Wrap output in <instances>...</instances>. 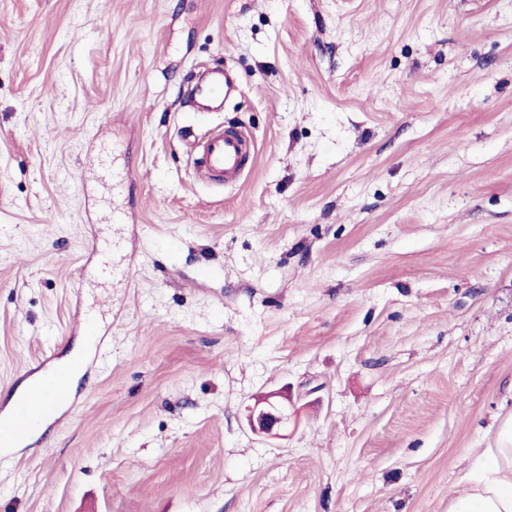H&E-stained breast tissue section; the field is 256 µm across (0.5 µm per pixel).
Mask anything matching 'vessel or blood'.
I'll use <instances>...</instances> for the list:
<instances>
[{
  "label": "vessel or blood",
  "mask_w": 512,
  "mask_h": 512,
  "mask_svg": "<svg viewBox=\"0 0 512 512\" xmlns=\"http://www.w3.org/2000/svg\"><path fill=\"white\" fill-rule=\"evenodd\" d=\"M228 81L223 70H204L193 87L195 109L207 112L223 105L228 94ZM255 151V145L241 129L213 130L198 152L197 164L213 183L240 181L245 160ZM85 360L49 372L43 383L17 400L10 411L0 413V447L9 448L28 444L41 425L68 409L73 403L70 378L86 369Z\"/></svg>",
  "instance_id": "1"
}]
</instances>
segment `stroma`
<instances>
[{"mask_svg":"<svg viewBox=\"0 0 512 512\" xmlns=\"http://www.w3.org/2000/svg\"><path fill=\"white\" fill-rule=\"evenodd\" d=\"M79 345L0 512H449L512 416V0H0V411ZM228 81L222 69H206L198 73L193 87L194 111L210 112L217 106H223L224 96L228 94ZM255 152V145L242 129L213 130L198 151L197 164L215 184L238 182L244 174L246 158ZM286 400V397L281 395L271 394L263 401L258 402L256 410H259L255 415V410L250 413V428L253 432L267 436L279 435L280 431L288 426V423L293 418V413L288 412V405L279 403L280 400Z\"/></svg>","mask_w":512,"mask_h":512,"instance_id":"35a3bbf8","label":"stroma"}]
</instances>
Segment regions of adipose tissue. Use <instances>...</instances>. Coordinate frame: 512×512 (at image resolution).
<instances>
[{
  "mask_svg": "<svg viewBox=\"0 0 512 512\" xmlns=\"http://www.w3.org/2000/svg\"><path fill=\"white\" fill-rule=\"evenodd\" d=\"M450 512H512V419L490 449L484 475L468 480L452 500Z\"/></svg>",
  "mask_w": 512,
  "mask_h": 512,
  "instance_id": "adipose-tissue-1",
  "label": "adipose tissue"
}]
</instances>
